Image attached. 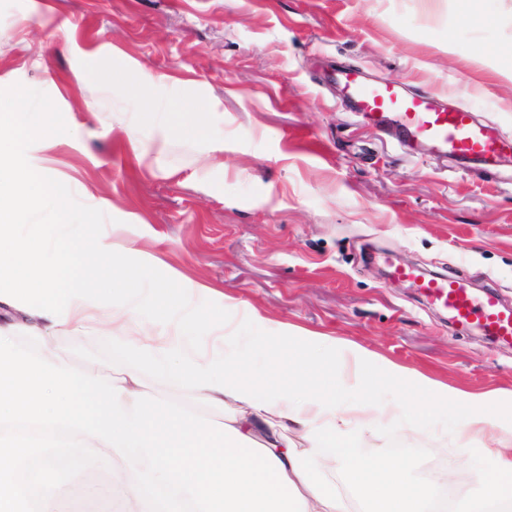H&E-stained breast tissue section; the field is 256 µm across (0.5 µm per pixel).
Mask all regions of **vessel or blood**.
<instances>
[{
  "label": "vessel or blood",
  "mask_w": 512,
  "mask_h": 512,
  "mask_svg": "<svg viewBox=\"0 0 512 512\" xmlns=\"http://www.w3.org/2000/svg\"><path fill=\"white\" fill-rule=\"evenodd\" d=\"M336 83L347 108L382 128L399 144L424 143L433 152L458 161L472 160L484 170L497 169L512 153V138L494 125L475 120L467 108L446 106L426 91L405 95L400 84L371 82L362 71H337ZM393 275L410 282L433 305L462 328H476L502 343L512 342V307L495 292L477 293L454 278L425 277L411 267L395 266Z\"/></svg>",
  "instance_id": "obj_1"
}]
</instances>
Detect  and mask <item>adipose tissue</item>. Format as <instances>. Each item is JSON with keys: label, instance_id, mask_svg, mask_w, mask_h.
I'll return each mask as SVG.
<instances>
[{"label": "adipose tissue", "instance_id": "adipose-tissue-1", "mask_svg": "<svg viewBox=\"0 0 512 512\" xmlns=\"http://www.w3.org/2000/svg\"><path fill=\"white\" fill-rule=\"evenodd\" d=\"M165 81V75L120 58L100 73L97 89L106 93L115 85L158 87ZM201 110L196 104L177 113L168 102L146 97L137 99L135 111L122 113L117 122L137 151L144 127L176 126L192 132ZM30 142L54 146L51 116L19 107L1 112L0 312L9 324L44 336L43 357L56 352L55 339L61 334L76 343L108 336L113 352L129 361L116 380L123 389L122 410L131 411L133 393L143 391L145 368L186 390L194 402L220 412L235 406L226 424L273 451L306 501L307 512H350L354 500L360 512H485L491 503L498 512H512V493L501 484L512 476V422L494 413L490 397L449 391L429 378L381 363L360 346L286 327L278 329L279 339L298 341L306 350L293 369L294 381H273L257 389L245 376L244 360L265 352L270 339L241 335L239 324L261 326L264 317L244 302L215 297L212 288L200 284L143 287L141 253L123 240L84 242V228L70 220V195L29 160L25 146ZM45 211L55 218L51 233H21L30 217ZM145 299L166 319V328L141 323ZM211 300L221 308L220 321L198 312L199 303ZM335 372L338 384L324 385V378ZM376 375L411 381L430 402L450 400L465 406L464 439L457 451L471 457L468 435L494 434L497 479L450 502L438 497L435 484L410 486L400 463L367 454L360 445L364 432L403 423V409L347 402L337 399L336 391L364 389ZM289 430L307 439L308 447H294L285 436Z\"/></svg>", "mask_w": 512, "mask_h": 512}]
</instances>
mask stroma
I'll return each mask as SVG.
<instances>
[{
    "label": "stroma",
    "mask_w": 512,
    "mask_h": 512,
    "mask_svg": "<svg viewBox=\"0 0 512 512\" xmlns=\"http://www.w3.org/2000/svg\"><path fill=\"white\" fill-rule=\"evenodd\" d=\"M120 56L166 75L158 92L204 102L200 131H146L144 152L105 113L133 96H96L86 59ZM462 103L512 136V0H0V108L26 101L54 117L56 144L30 160L64 184L72 218L98 210L95 237L123 225L156 257L148 280L176 271L248 303L273 335L284 324L356 343L449 387L499 397L512 421V345L460 330L405 282L402 260L493 290L512 305V186L479 166L417 156L355 118L329 66ZM59 349L78 369L117 373L112 341ZM353 401H395L457 431L463 406L425 411L410 382L372 381ZM367 448L427 479L430 443L401 429ZM441 475L458 495L493 475L490 455Z\"/></svg>",
    "instance_id": "1"
}]
</instances>
